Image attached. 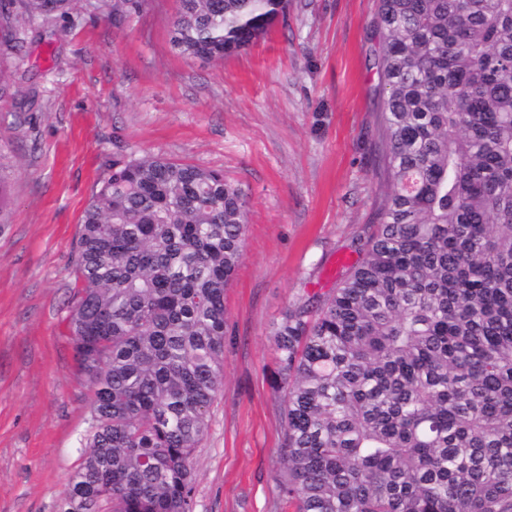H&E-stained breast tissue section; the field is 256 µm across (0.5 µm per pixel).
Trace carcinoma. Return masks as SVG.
Segmentation results:
<instances>
[{
  "label": "carcinoma",
  "mask_w": 512,
  "mask_h": 512,
  "mask_svg": "<svg viewBox=\"0 0 512 512\" xmlns=\"http://www.w3.org/2000/svg\"><path fill=\"white\" fill-rule=\"evenodd\" d=\"M78 0H0L51 25ZM146 0H110L122 22ZM288 0H178L183 57L219 62ZM389 183L362 258L286 311L278 495L293 512H512V0H378ZM247 194L115 153L80 220L68 319L92 391L60 512H193L224 384V293Z\"/></svg>",
  "instance_id": "cac0c4a2"
}]
</instances>
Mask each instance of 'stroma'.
Segmentation results:
<instances>
[{
  "instance_id": "1",
  "label": "stroma",
  "mask_w": 512,
  "mask_h": 512,
  "mask_svg": "<svg viewBox=\"0 0 512 512\" xmlns=\"http://www.w3.org/2000/svg\"><path fill=\"white\" fill-rule=\"evenodd\" d=\"M377 9L289 0L287 24L218 63L173 48L176 0L119 25L81 0L54 29L22 19L0 31V512H59L81 461L91 390L67 330L73 249L120 148L223 170L248 196L194 512H292L276 490L272 333L289 307L334 288L377 218Z\"/></svg>"
}]
</instances>
